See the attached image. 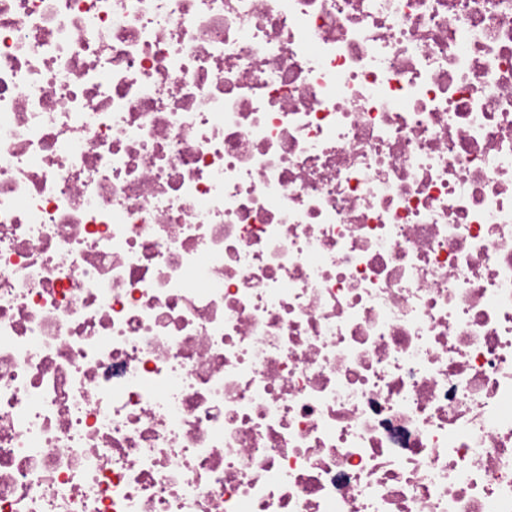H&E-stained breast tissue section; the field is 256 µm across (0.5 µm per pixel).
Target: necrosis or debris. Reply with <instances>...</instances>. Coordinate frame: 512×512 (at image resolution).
<instances>
[{
    "label": "necrosis or debris",
    "mask_w": 512,
    "mask_h": 512,
    "mask_svg": "<svg viewBox=\"0 0 512 512\" xmlns=\"http://www.w3.org/2000/svg\"><path fill=\"white\" fill-rule=\"evenodd\" d=\"M0 512H512V0H0Z\"/></svg>",
    "instance_id": "obj_1"
}]
</instances>
